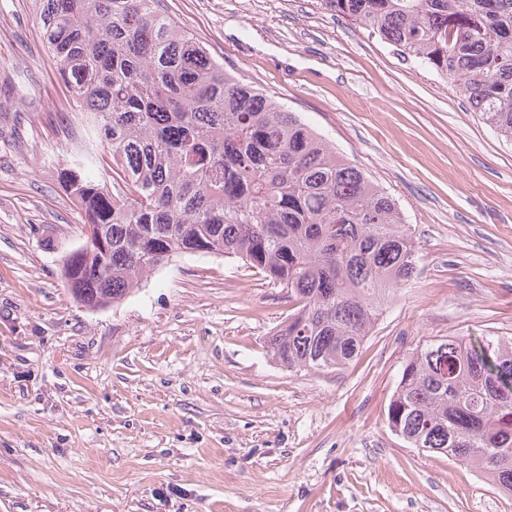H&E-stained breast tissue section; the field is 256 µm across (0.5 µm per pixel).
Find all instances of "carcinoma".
<instances>
[{
  "label": "carcinoma",
  "mask_w": 512,
  "mask_h": 512,
  "mask_svg": "<svg viewBox=\"0 0 512 512\" xmlns=\"http://www.w3.org/2000/svg\"><path fill=\"white\" fill-rule=\"evenodd\" d=\"M160 2L35 0L85 133L61 170L66 197L92 225L91 245L64 261L67 288L104 308L176 255L238 258L295 302L267 341L279 365L348 364L416 274L400 209L295 113L226 73ZM322 5L445 76L512 140V0ZM387 424L512 495V336H445L412 353Z\"/></svg>",
  "instance_id": "cac0c4a2"
}]
</instances>
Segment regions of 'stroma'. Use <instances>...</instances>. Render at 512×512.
I'll return each mask as SVG.
<instances>
[{
    "label": "stroma",
    "instance_id": "obj_1",
    "mask_svg": "<svg viewBox=\"0 0 512 512\" xmlns=\"http://www.w3.org/2000/svg\"><path fill=\"white\" fill-rule=\"evenodd\" d=\"M164 7L397 200L417 276L356 360L320 372L267 352L287 289L218 254L174 257L115 305L77 301L68 94L31 0H0V102H35L0 114V512H512L481 470L386 419L426 342L512 336V141L319 0Z\"/></svg>",
    "mask_w": 512,
    "mask_h": 512
}]
</instances>
